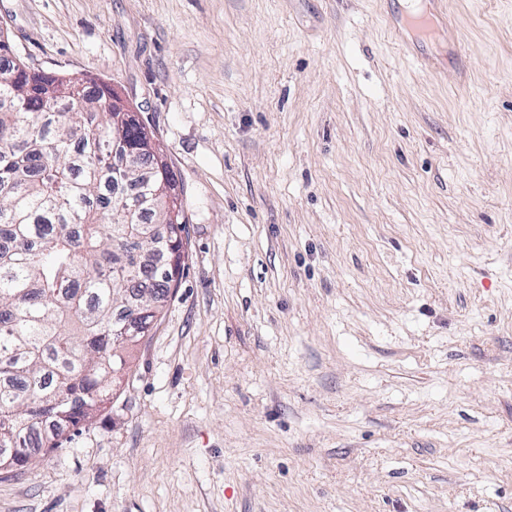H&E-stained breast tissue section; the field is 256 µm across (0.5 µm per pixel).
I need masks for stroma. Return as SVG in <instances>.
<instances>
[{"label": "stroma", "mask_w": 512, "mask_h": 512, "mask_svg": "<svg viewBox=\"0 0 512 512\" xmlns=\"http://www.w3.org/2000/svg\"><path fill=\"white\" fill-rule=\"evenodd\" d=\"M447 3L462 62L404 0H0L189 220L120 387L0 512H512V0Z\"/></svg>", "instance_id": "stroma-1"}]
</instances>
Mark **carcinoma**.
Returning a JSON list of instances; mask_svg holds the SVG:
<instances>
[{"label": "carcinoma", "instance_id": "cac0c4a2", "mask_svg": "<svg viewBox=\"0 0 512 512\" xmlns=\"http://www.w3.org/2000/svg\"><path fill=\"white\" fill-rule=\"evenodd\" d=\"M0 444L30 463L41 447L109 400L129 344L150 332L170 294L171 254L188 218H171L153 193L175 181L149 171L134 108L112 117L108 82L55 71L32 81L0 28Z\"/></svg>", "mask_w": 512, "mask_h": 512}]
</instances>
